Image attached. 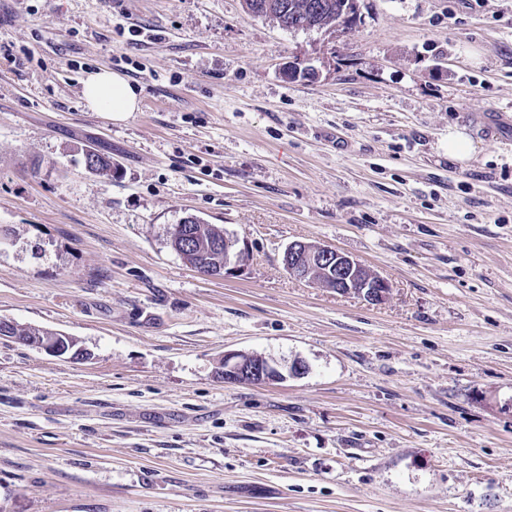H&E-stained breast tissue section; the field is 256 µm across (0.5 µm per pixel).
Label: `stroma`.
Listing matches in <instances>:
<instances>
[{"mask_svg":"<svg viewBox=\"0 0 512 512\" xmlns=\"http://www.w3.org/2000/svg\"><path fill=\"white\" fill-rule=\"evenodd\" d=\"M359 3L330 34L0 0V317L92 353L0 337V512H512V0ZM102 69L142 89L124 121L84 102ZM190 215L242 272L185 265ZM294 241L388 299L295 279ZM240 350L309 371L225 383ZM472 141L461 131L449 129L448 131V159L455 163L464 164L474 153ZM283 264L294 278L341 295H358L372 304L388 298L390 282L365 264L335 248L295 241L283 254ZM3 322L11 324V334L3 337H8L16 340L15 336H18V343L22 345L33 347L32 345L29 344V342L37 341L40 336H44L43 341L40 340L38 348L47 351L55 356L66 357L68 359L85 360L84 358H87V356L89 355L87 352L91 353L83 346L80 348H75L73 345H71L68 339L72 336H67L64 334V336H56L60 335V333L54 332L49 329H40L22 325L15 321L1 317L0 324H2Z\"/></svg>","mask_w":512,"mask_h":512,"instance_id":"obj_1","label":"stroma"}]
</instances>
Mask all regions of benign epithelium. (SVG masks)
<instances>
[{
  "label": "benign epithelium",
  "mask_w": 512,
  "mask_h": 512,
  "mask_svg": "<svg viewBox=\"0 0 512 512\" xmlns=\"http://www.w3.org/2000/svg\"><path fill=\"white\" fill-rule=\"evenodd\" d=\"M238 239L224 233V273L243 270L244 250L237 248ZM283 264L294 278L326 288L341 295H358L373 304H382L388 298L390 282L365 264L335 248L311 242L295 241L283 254ZM38 348L58 357L84 359L88 353L69 342V336H46ZM308 366L295 360L283 373L282 366L256 354L245 351L224 353V382L267 385L283 381L286 376L306 374Z\"/></svg>",
  "instance_id": "benign-epithelium-1"
}]
</instances>
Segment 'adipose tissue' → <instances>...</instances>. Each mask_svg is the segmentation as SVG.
Listing matches in <instances>:
<instances>
[{"label": "adipose tissue", "mask_w": 512, "mask_h": 512, "mask_svg": "<svg viewBox=\"0 0 512 512\" xmlns=\"http://www.w3.org/2000/svg\"><path fill=\"white\" fill-rule=\"evenodd\" d=\"M141 90L119 74L101 70L83 82V99L89 110L115 121L125 120L139 108Z\"/></svg>", "instance_id": "adipose-tissue-1"}]
</instances>
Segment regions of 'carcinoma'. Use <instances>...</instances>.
<instances>
[{
    "instance_id": "1",
    "label": "carcinoma",
    "mask_w": 512,
    "mask_h": 512,
    "mask_svg": "<svg viewBox=\"0 0 512 512\" xmlns=\"http://www.w3.org/2000/svg\"><path fill=\"white\" fill-rule=\"evenodd\" d=\"M246 10L254 16H263L278 22L288 16L289 24L313 23L319 29L334 33L345 25L344 17L355 12L352 0H244ZM85 167L93 172L112 170V157L98 151L84 154ZM193 233L192 247L183 260L191 267L219 274L224 269V226L206 224L200 219L190 222ZM11 335L19 338V343L29 345L41 336H54L49 329L34 328L15 321L10 325Z\"/></svg>"
}]
</instances>
